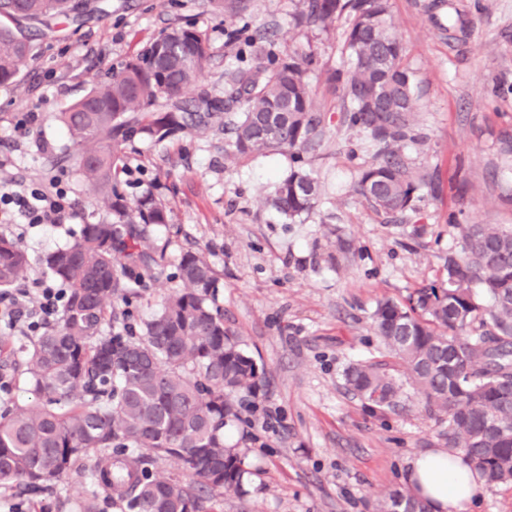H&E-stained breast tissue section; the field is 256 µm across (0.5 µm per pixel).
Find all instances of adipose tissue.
<instances>
[{
  "instance_id": "ef3b65f1",
  "label": "adipose tissue",
  "mask_w": 512,
  "mask_h": 512,
  "mask_svg": "<svg viewBox=\"0 0 512 512\" xmlns=\"http://www.w3.org/2000/svg\"><path fill=\"white\" fill-rule=\"evenodd\" d=\"M412 493L430 512H469L484 480L462 453L432 448L414 456L407 469Z\"/></svg>"
}]
</instances>
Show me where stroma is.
I'll use <instances>...</instances> for the list:
<instances>
[{"label": "stroma", "instance_id": "obj_1", "mask_svg": "<svg viewBox=\"0 0 512 512\" xmlns=\"http://www.w3.org/2000/svg\"><path fill=\"white\" fill-rule=\"evenodd\" d=\"M97 2L102 13L83 25L61 23L35 36L17 82L0 86V159L29 182L60 177L78 217L24 234L5 226L0 235L27 252L34 278L47 275L46 258L74 243L87 220L111 219L66 161L70 139L58 114L163 30L205 35L211 58L202 87L217 99L224 70L240 53L225 35L231 26L267 28L284 52L311 45L312 89L328 124L308 163L319 185L313 209L291 224L263 207L289 170L288 156L229 159L222 123L161 142L134 138L123 150V178L130 196L151 188L169 202V223L150 234L165 246L167 263L144 273L137 298L114 302L113 311L142 328L170 293L181 255L202 250L219 274L215 304L225 328L243 338L269 377L224 428L227 446L245 461L243 492L224 495L212 512H377L403 486L409 458L446 447L447 426L375 336L376 304L406 301L442 281L448 255L462 249L449 213L464 224L512 227V0H389L416 85V139L405 154L413 174L429 181L415 209L396 217L352 190L372 151L365 135L343 124L341 93L325 81L345 63L342 27L298 36L290 21L301 0H251L242 18L208 0ZM339 235L352 251L332 265L327 254ZM358 362L389 364L400 387L394 405L371 408L346 385L345 369ZM89 489L73 474L36 492L0 488V499L13 512H74Z\"/></svg>", "mask_w": 512, "mask_h": 512}]
</instances>
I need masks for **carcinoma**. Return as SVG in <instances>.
<instances>
[{"label": "carcinoma", "instance_id": "1", "mask_svg": "<svg viewBox=\"0 0 512 512\" xmlns=\"http://www.w3.org/2000/svg\"><path fill=\"white\" fill-rule=\"evenodd\" d=\"M210 4L231 14L248 9V0ZM95 11L93 0H0V86L13 83L27 65L28 29L59 17L78 24ZM343 17L348 62L326 81L341 88L343 122L367 135L373 148L356 192L394 216L413 207L425 184L404 154L415 140L413 73L391 32L386 0H302L293 23L301 32H328ZM227 36L263 63L225 70L220 106L205 91L182 98L202 82L210 52L201 33L179 27L154 38L60 113L78 173L112 221L84 224L71 246L47 257L67 295L26 352L24 374L37 401L0 413V487L34 491L86 466L93 494L76 503L77 512H98L99 491L128 512H202L205 503L240 492L243 462L224 446V427L237 416V398L257 395L267 371L210 304L219 278L206 257L181 256L176 289L162 299L143 335L103 332L112 321V301L135 295L130 274L166 261L165 247L150 241L149 226L169 223V207L150 191L129 207L118 180L117 161L135 137L161 141L185 126L222 118L229 157L288 154L289 172L264 199L266 206L291 221L314 207L319 185L306 169L307 154L320 145L326 126L310 83L314 52L283 53L247 27ZM361 90L386 99L385 122L376 120ZM161 100L164 112L156 111ZM448 223L463 246L448 255L446 280L417 289L404 304L379 302L374 328L429 411L440 421L448 417V448L469 458L487 484L512 483V229L460 224L454 214ZM29 267L27 253L0 236V290L22 284ZM474 286L483 289L487 305L474 299ZM344 377L377 407L391 405L399 391L380 364H353ZM167 458L178 460L192 481L149 471V460ZM384 509L429 512L401 489L389 494Z\"/></svg>", "mask_w": 512, "mask_h": 512}]
</instances>
